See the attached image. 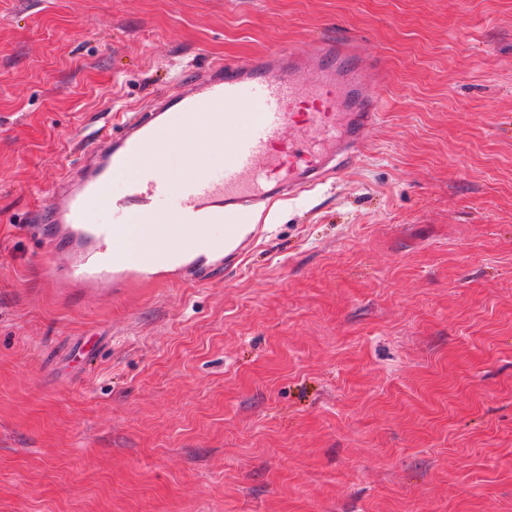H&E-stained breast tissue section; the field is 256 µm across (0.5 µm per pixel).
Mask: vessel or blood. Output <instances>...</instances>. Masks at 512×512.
I'll list each match as a JSON object with an SVG mask.
<instances>
[{
	"label": "vessel or blood",
	"mask_w": 512,
	"mask_h": 512,
	"mask_svg": "<svg viewBox=\"0 0 512 512\" xmlns=\"http://www.w3.org/2000/svg\"><path fill=\"white\" fill-rule=\"evenodd\" d=\"M360 41L319 39L304 54L287 50L219 62L193 76L175 96L157 98L118 129L100 133L86 160L54 184V203L36 231L47 253L45 280L60 288L111 290L122 278L116 220L183 229L248 223L260 206L338 180L373 139L387 80L381 62L362 67ZM260 112L244 111V102ZM195 114L191 125L170 122ZM165 140H157L159 127ZM194 167L174 181L163 153ZM224 157L221 171L210 158ZM111 212L114 223L97 219ZM224 246L204 236L162 259L144 251L137 278L202 280L223 268Z\"/></svg>",
	"instance_id": "b4317fda"
}]
</instances>
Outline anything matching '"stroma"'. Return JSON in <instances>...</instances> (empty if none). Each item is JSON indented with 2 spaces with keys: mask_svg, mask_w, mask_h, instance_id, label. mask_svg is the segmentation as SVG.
<instances>
[{
  "mask_svg": "<svg viewBox=\"0 0 512 512\" xmlns=\"http://www.w3.org/2000/svg\"><path fill=\"white\" fill-rule=\"evenodd\" d=\"M388 65L222 273L63 293L35 216L219 61ZM0 512H512V0H0Z\"/></svg>",
  "mask_w": 512,
  "mask_h": 512,
  "instance_id": "1",
  "label": "stroma"
}]
</instances>
